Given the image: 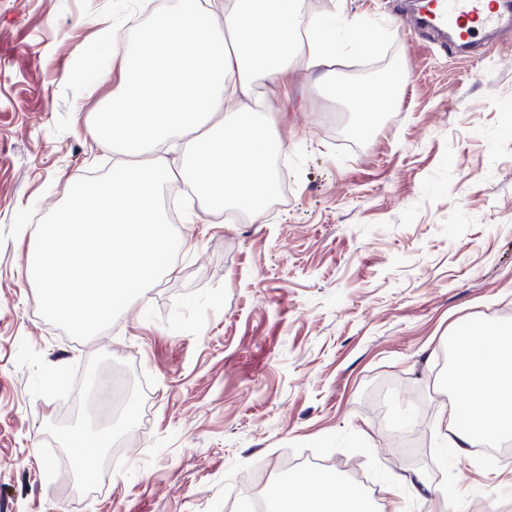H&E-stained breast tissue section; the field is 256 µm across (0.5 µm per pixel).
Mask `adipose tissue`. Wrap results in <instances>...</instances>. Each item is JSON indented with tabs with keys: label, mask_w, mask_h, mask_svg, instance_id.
<instances>
[{
	"label": "adipose tissue",
	"mask_w": 512,
	"mask_h": 512,
	"mask_svg": "<svg viewBox=\"0 0 512 512\" xmlns=\"http://www.w3.org/2000/svg\"><path fill=\"white\" fill-rule=\"evenodd\" d=\"M302 0H168L126 46L120 93L93 125L97 140L126 155L104 180L67 186V205L29 233L27 272L40 291L42 315L76 334L93 333L130 297L173 271L186 239L173 236L161 202L172 179L208 213L266 214L277 191L269 156L276 113L251 107L258 82L288 84L296 60L312 80L335 88L336 57L364 41L367 24L337 16L301 27ZM238 100L233 111L224 104ZM168 148L175 163L140 162ZM449 385L458 398L440 410L438 434L461 453L512 436V323L470 322L455 328ZM327 470H303L269 486L271 512H371L358 488L341 489Z\"/></svg>",
	"instance_id": "1"
}]
</instances>
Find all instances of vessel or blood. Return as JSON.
<instances>
[{
	"label": "vessel or blood",
	"instance_id": "1",
	"mask_svg": "<svg viewBox=\"0 0 512 512\" xmlns=\"http://www.w3.org/2000/svg\"><path fill=\"white\" fill-rule=\"evenodd\" d=\"M505 0H430V26L441 32L456 31L460 43L469 44L502 24Z\"/></svg>",
	"mask_w": 512,
	"mask_h": 512
}]
</instances>
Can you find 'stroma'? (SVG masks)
Listing matches in <instances>:
<instances>
[{
    "label": "stroma",
    "mask_w": 512,
    "mask_h": 512,
    "mask_svg": "<svg viewBox=\"0 0 512 512\" xmlns=\"http://www.w3.org/2000/svg\"><path fill=\"white\" fill-rule=\"evenodd\" d=\"M164 2L0 0V512H244L300 468L382 512H512V440L464 455L435 430L451 329L512 322V27L453 53L408 29L409 0H304L307 19H368L334 66L365 96H328L300 62L267 94L280 206L220 218L177 194L173 274L90 336L42 316L20 227L120 159L91 131L119 71H74ZM379 66L399 85L368 112ZM77 413L112 432L90 483L52 424Z\"/></svg>",
    "instance_id": "stroma-1"
}]
</instances>
